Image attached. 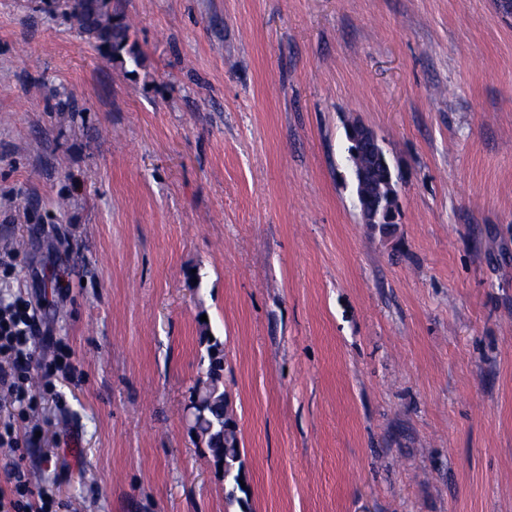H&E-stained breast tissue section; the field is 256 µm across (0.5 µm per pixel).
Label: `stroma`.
I'll use <instances>...</instances> for the list:
<instances>
[{
    "mask_svg": "<svg viewBox=\"0 0 512 512\" xmlns=\"http://www.w3.org/2000/svg\"><path fill=\"white\" fill-rule=\"evenodd\" d=\"M0 0V244L61 512H512V0ZM75 98L79 109L58 111ZM394 224L362 223L345 125ZM248 487L184 407L209 338ZM65 10L76 17L79 31L91 39L109 62L123 65L125 55L139 64V57L129 46V26L112 0H65ZM121 56V59H118ZM347 132L350 135L355 136L357 139L369 143L375 149L377 159L381 162V164L387 169L389 173L391 172L389 161L380 144L379 138L372 129L360 123H351L347 126ZM347 138V136H346ZM349 143L347 148V162L351 164L356 156L359 155L362 159H366L370 162V170L366 183L364 184L361 192L367 194L370 198L378 200V198L385 194L388 190V184L384 180L386 174L385 170L379 166L378 163L371 162L369 158L373 156V151L365 149L361 150V153H357L354 144L348 140Z\"/></svg>",
    "mask_w": 512,
    "mask_h": 512,
    "instance_id": "stroma-1",
    "label": "stroma"
}]
</instances>
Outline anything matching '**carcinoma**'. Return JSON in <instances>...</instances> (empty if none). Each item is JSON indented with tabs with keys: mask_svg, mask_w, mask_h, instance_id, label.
<instances>
[{
	"mask_svg": "<svg viewBox=\"0 0 512 512\" xmlns=\"http://www.w3.org/2000/svg\"><path fill=\"white\" fill-rule=\"evenodd\" d=\"M65 9L76 17L79 31L96 44L105 59L121 64L127 60L139 64L138 55L129 46V26L117 9L116 0H65ZM384 176L385 170L379 164L370 163L362 192L374 200L385 194L388 184ZM223 377L224 348L216 341L208 346L203 378L215 393L212 403L219 406V410L212 413L210 405L204 406L208 420L200 427L199 437L204 441L214 465L222 468L226 497L236 500L238 494L246 492V489L240 483L244 479L240 440L237 423L221 390Z\"/></svg>",
	"mask_w": 512,
	"mask_h": 512,
	"instance_id": "cac0c4a2",
	"label": "carcinoma"
}]
</instances>
